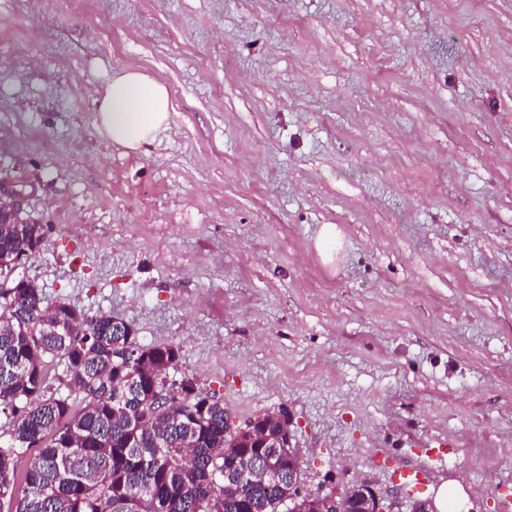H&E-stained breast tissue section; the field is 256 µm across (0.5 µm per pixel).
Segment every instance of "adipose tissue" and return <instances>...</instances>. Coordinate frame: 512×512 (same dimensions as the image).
Returning <instances> with one entry per match:
<instances>
[{
  "mask_svg": "<svg viewBox=\"0 0 512 512\" xmlns=\"http://www.w3.org/2000/svg\"><path fill=\"white\" fill-rule=\"evenodd\" d=\"M96 103L99 132L112 145L130 151L152 144L171 110L166 84L135 69L114 73Z\"/></svg>",
  "mask_w": 512,
  "mask_h": 512,
  "instance_id": "ef3b65f1",
  "label": "adipose tissue"
}]
</instances>
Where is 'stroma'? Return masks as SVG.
<instances>
[{"label": "stroma", "mask_w": 512, "mask_h": 512, "mask_svg": "<svg viewBox=\"0 0 512 512\" xmlns=\"http://www.w3.org/2000/svg\"><path fill=\"white\" fill-rule=\"evenodd\" d=\"M125 69L173 105L144 152L95 125ZM1 180L50 227L21 274L287 407L306 487L447 438L448 512L512 494V0H0Z\"/></svg>", "instance_id": "35a3bbf8"}]
</instances>
